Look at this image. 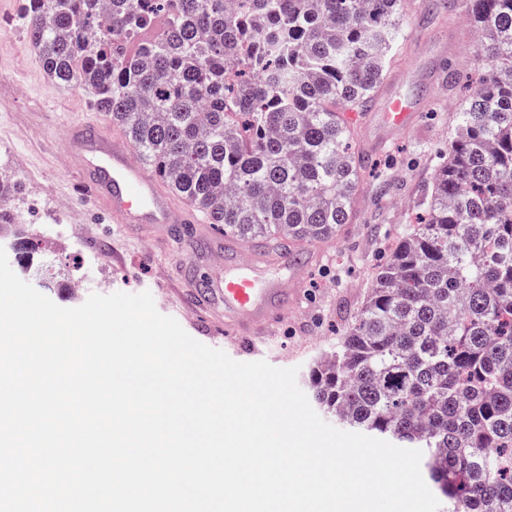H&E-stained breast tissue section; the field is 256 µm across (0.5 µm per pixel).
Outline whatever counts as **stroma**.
I'll list each match as a JSON object with an SVG mask.
<instances>
[{
	"label": "stroma",
	"instance_id": "1",
	"mask_svg": "<svg viewBox=\"0 0 512 512\" xmlns=\"http://www.w3.org/2000/svg\"><path fill=\"white\" fill-rule=\"evenodd\" d=\"M22 0H0V172L17 190L11 210L40 247L55 246L59 287L47 296L76 307L94 292L150 291L165 315L185 312L188 259L203 257L207 243L225 240L250 258L260 242L225 236L214 225L180 224L173 233L144 234L113 223L110 214L80 196L66 165V125L74 119L102 123L89 90L47 78L21 12ZM404 28L388 73L390 92L418 112L395 136L382 129L383 95L353 121L355 139L369 160L353 218L326 242L309 244L298 303L255 340L262 360L298 367L308 389L313 366L332 350L360 310L387 247L412 223L440 153L448 147L457 105L474 77L471 28L455 12L434 11L427 0H402ZM455 85H447L449 74Z\"/></svg>",
	"mask_w": 512,
	"mask_h": 512
}]
</instances>
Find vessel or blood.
I'll list each match as a JSON object with an SVG mask.
<instances>
[{
  "mask_svg": "<svg viewBox=\"0 0 512 512\" xmlns=\"http://www.w3.org/2000/svg\"><path fill=\"white\" fill-rule=\"evenodd\" d=\"M382 119L388 133L400 131L414 119L411 103L390 99ZM67 151L80 172V192L102 203L113 223L146 224L156 230L200 223L199 208L148 171L136 145L122 130L70 123ZM207 259L213 276L197 274L187 282L195 290L190 312L201 318L211 297L220 295L224 300V331L235 337L236 352L242 360H249L256 351L252 338L255 330L287 313L292 298L289 287L299 281L302 265L296 258L282 256L280 262L289 269V278L268 280L258 274L254 261L231 257L218 249L211 250Z\"/></svg>",
  "mask_w": 512,
  "mask_h": 512,
  "instance_id": "1",
  "label": "vessel or blood"
}]
</instances>
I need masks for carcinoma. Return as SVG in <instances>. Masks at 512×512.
<instances>
[{
	"instance_id": "1",
	"label": "carcinoma",
	"mask_w": 512,
	"mask_h": 512,
	"mask_svg": "<svg viewBox=\"0 0 512 512\" xmlns=\"http://www.w3.org/2000/svg\"><path fill=\"white\" fill-rule=\"evenodd\" d=\"M401 0H24L54 81L79 85L148 167L245 241L281 251L331 239L366 168L345 112H366L392 61ZM476 38L416 225L397 239L314 401L343 425L424 453L451 512H512V0H431ZM160 13L162 32L140 39ZM19 267L39 244L9 213Z\"/></svg>"
}]
</instances>
